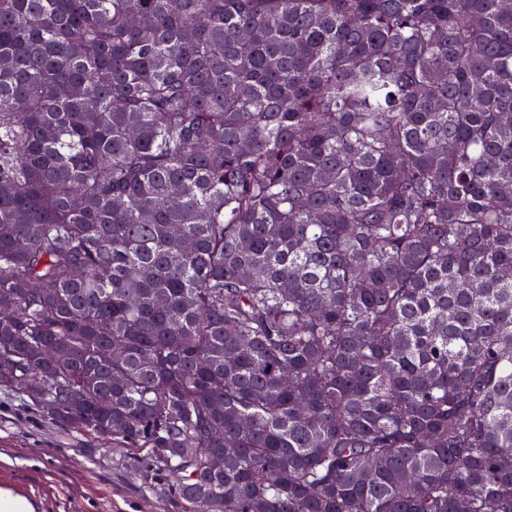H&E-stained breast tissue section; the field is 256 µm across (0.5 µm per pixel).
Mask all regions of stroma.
<instances>
[{"mask_svg": "<svg viewBox=\"0 0 512 512\" xmlns=\"http://www.w3.org/2000/svg\"><path fill=\"white\" fill-rule=\"evenodd\" d=\"M137 455L64 431L0 392V485L39 512H183L165 477L144 482Z\"/></svg>", "mask_w": 512, "mask_h": 512, "instance_id": "stroma-1", "label": "stroma"}]
</instances>
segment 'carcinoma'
<instances>
[{
  "instance_id": "carcinoma-1",
  "label": "carcinoma",
  "mask_w": 512,
  "mask_h": 512,
  "mask_svg": "<svg viewBox=\"0 0 512 512\" xmlns=\"http://www.w3.org/2000/svg\"><path fill=\"white\" fill-rule=\"evenodd\" d=\"M5 297L185 512H512V0H0Z\"/></svg>"
}]
</instances>
